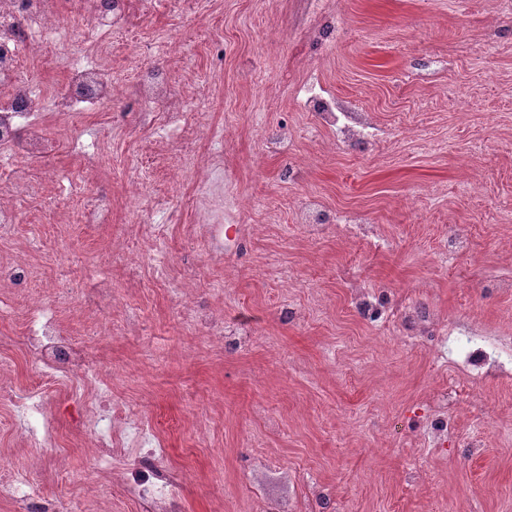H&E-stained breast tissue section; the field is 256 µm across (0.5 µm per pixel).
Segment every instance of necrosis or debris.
I'll list each match as a JSON object with an SVG mask.
<instances>
[{
  "instance_id": "obj_1",
  "label": "necrosis or debris",
  "mask_w": 512,
  "mask_h": 512,
  "mask_svg": "<svg viewBox=\"0 0 512 512\" xmlns=\"http://www.w3.org/2000/svg\"><path fill=\"white\" fill-rule=\"evenodd\" d=\"M138 5L139 0H91L90 22L109 37L108 43L101 46V53H111L116 45L126 53V65L116 75L85 61L79 46L80 29L60 12L57 0H0V86L10 90L8 98L0 102V179L8 182L13 195L35 196L42 191L27 163L46 157L56 147L40 122L43 113L68 115L86 103L122 99L138 127H156L155 109L160 106L166 112L167 125L183 131L187 98L175 94L171 71L136 61L134 50L140 38L133 16ZM64 43L69 45L71 57L66 63L63 92L47 93L21 77L25 59ZM298 97L304 108L316 113L319 127L332 133L337 147L368 145L378 140L380 129L373 118L329 95L317 78L305 81ZM38 278V268L26 260L0 261V286L24 294L30 310L38 314L28 344L40 365V375L13 414L18 431L27 437L38 432L46 437L51 434L50 422L43 412L44 396L63 380L84 379L90 374L86 350L60 332L55 316L44 305V292L35 286ZM453 344L464 363L479 370H502L512 359V352L486 348L477 335L467 330H456ZM91 427L96 434L95 447L119 454L133 444L155 458L154 475L136 487L140 497L160 506L172 497L175 482L165 474L162 446L146 437L129 408L119 403L103 405Z\"/></svg>"
}]
</instances>
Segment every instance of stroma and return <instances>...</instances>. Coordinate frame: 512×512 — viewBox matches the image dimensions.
<instances>
[{
  "mask_svg": "<svg viewBox=\"0 0 512 512\" xmlns=\"http://www.w3.org/2000/svg\"><path fill=\"white\" fill-rule=\"evenodd\" d=\"M335 21L336 38L319 31ZM138 61L161 64L158 40L185 45L193 93L210 111L188 113L185 143H160L129 126L118 102L87 105L71 132L48 118L56 150L32 163L59 218L41 198L15 200L18 233L0 257L26 251L64 333L88 350L92 374L63 383L44 407L58 445L17 442L10 401H0V457L41 477L53 512H151L126 492L125 464L82 447L100 392L133 409L162 438L167 466L184 474L174 512H512V376L473 375L448 351V332L470 327L512 339V11L499 0H167L143 13ZM68 48L28 59L25 79L61 90ZM441 59L432 77L414 76ZM318 75L336 98L372 113L386 136L338 149L297 90ZM296 132L285 155L265 149L282 122ZM233 129L222 149L214 135ZM101 160L78 152L81 139ZM193 155L196 170L160 238L136 235L151 214L131 215L135 172L160 193L169 174L155 154ZM302 171L300 181L287 177ZM82 169L84 204L112 200L107 223L85 227L59 176ZM251 200L219 237L224 197ZM319 195L327 212L364 213L383 248L341 224L318 233L295 221ZM466 227L463 256H445ZM137 238L144 261L121 248ZM105 268L113 302L96 330L69 307L64 272ZM195 283L180 295L176 282ZM388 293L396 308L423 306L439 330L418 336L400 317L378 323L352 303L353 283ZM224 316V334L194 328ZM294 309L296 319L282 313ZM29 311L0 288V363L12 388L37 376L27 347ZM447 429L433 443L432 422Z\"/></svg>",
  "mask_w": 512,
  "mask_h": 512,
  "instance_id": "1",
  "label": "stroma"
}]
</instances>
